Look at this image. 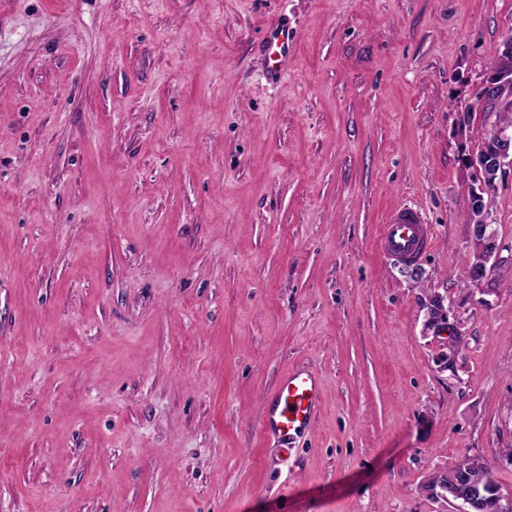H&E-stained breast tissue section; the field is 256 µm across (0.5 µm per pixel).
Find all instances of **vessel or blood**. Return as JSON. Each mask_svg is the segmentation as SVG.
I'll use <instances>...</instances> for the list:
<instances>
[{"label": "vessel or blood", "instance_id": "vessel-or-blood-1", "mask_svg": "<svg viewBox=\"0 0 512 512\" xmlns=\"http://www.w3.org/2000/svg\"><path fill=\"white\" fill-rule=\"evenodd\" d=\"M260 46L271 63L269 80H277L295 54L293 37L285 21L268 25ZM432 242V232L420 209L403 205L390 210L378 238L380 249L396 259L418 256ZM319 403V388L312 373L292 371L285 374L271 396L263 428L282 444H290L313 420Z\"/></svg>", "mask_w": 512, "mask_h": 512}]
</instances>
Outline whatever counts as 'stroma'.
Masks as SVG:
<instances>
[{"label": "stroma", "mask_w": 512, "mask_h": 512, "mask_svg": "<svg viewBox=\"0 0 512 512\" xmlns=\"http://www.w3.org/2000/svg\"><path fill=\"white\" fill-rule=\"evenodd\" d=\"M511 31L512 0H0V512H457L425 485L466 458L512 502V277H468L461 162ZM403 204L414 274L376 246ZM490 220L511 250L512 169ZM293 369L320 404L283 447ZM260 46L272 63L267 72V78L270 81L277 80L288 67V60L292 59L295 54L293 37L289 33L288 23L281 19L268 25L263 31ZM430 226L420 209L403 205L390 210L378 238V246L396 259L419 256L432 242ZM451 316L447 310L443 309L441 302L438 309L431 306L428 312V327L436 333L445 332L448 334V332L452 331L460 336L458 323ZM319 388L315 376L306 371L285 374L271 396L263 429L288 445L315 417ZM294 407V410H291Z\"/></svg>", "instance_id": "obj_1"}]
</instances>
